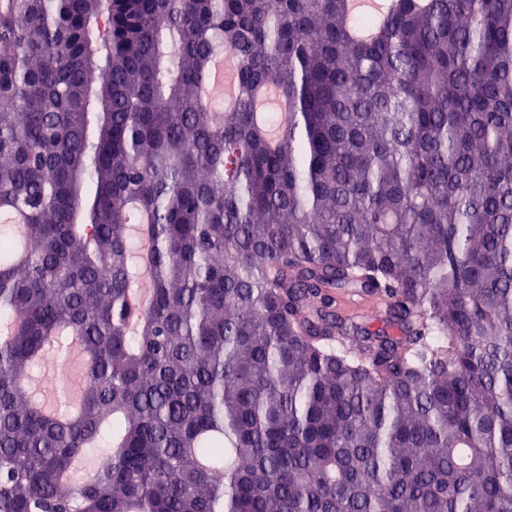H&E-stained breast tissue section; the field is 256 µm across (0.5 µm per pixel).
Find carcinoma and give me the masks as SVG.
I'll use <instances>...</instances> for the list:
<instances>
[{
    "label": "carcinoma",
    "mask_w": 512,
    "mask_h": 512,
    "mask_svg": "<svg viewBox=\"0 0 512 512\" xmlns=\"http://www.w3.org/2000/svg\"><path fill=\"white\" fill-rule=\"evenodd\" d=\"M6 212L0 512H512V0H0Z\"/></svg>",
    "instance_id": "carcinoma-1"
}]
</instances>
